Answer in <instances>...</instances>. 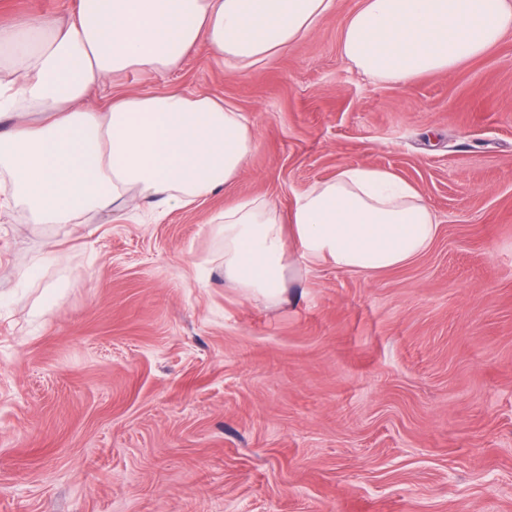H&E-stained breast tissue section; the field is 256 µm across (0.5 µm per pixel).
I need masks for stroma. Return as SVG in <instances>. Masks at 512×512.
Here are the masks:
<instances>
[{
    "instance_id": "1",
    "label": "stroma",
    "mask_w": 512,
    "mask_h": 512,
    "mask_svg": "<svg viewBox=\"0 0 512 512\" xmlns=\"http://www.w3.org/2000/svg\"><path fill=\"white\" fill-rule=\"evenodd\" d=\"M239 74L201 42L115 92L215 97L255 148L231 189L146 220L0 223V512H512V35L370 80L345 16ZM385 168L434 210L411 263L224 281L225 205Z\"/></svg>"
}]
</instances>
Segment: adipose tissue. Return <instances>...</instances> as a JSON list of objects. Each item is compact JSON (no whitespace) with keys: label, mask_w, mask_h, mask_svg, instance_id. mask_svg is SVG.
Returning a JSON list of instances; mask_svg holds the SVG:
<instances>
[{"label":"adipose tissue","mask_w":512,"mask_h":512,"mask_svg":"<svg viewBox=\"0 0 512 512\" xmlns=\"http://www.w3.org/2000/svg\"><path fill=\"white\" fill-rule=\"evenodd\" d=\"M337 0H79L72 18L0 21V217L33 223L187 208L231 186L255 147L223 101L142 92L91 105L128 71L180 67L206 40L243 74L306 39ZM512 32V0H360L340 52L365 76L405 84L448 73ZM224 279L278 297L294 262L375 273L422 255L438 230L420 192L388 169L347 167L297 194L288 214L256 196L224 208Z\"/></svg>","instance_id":"adipose-tissue-1"}]
</instances>
